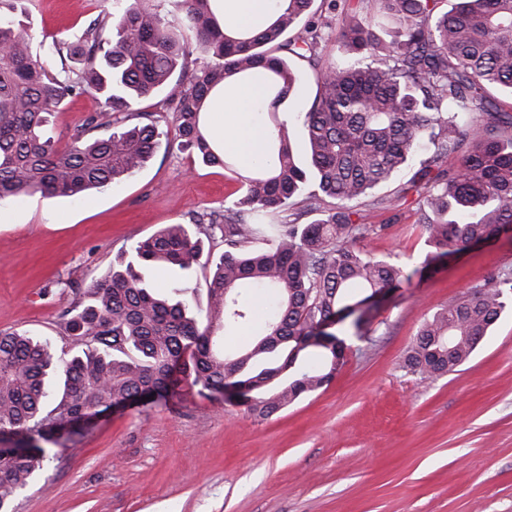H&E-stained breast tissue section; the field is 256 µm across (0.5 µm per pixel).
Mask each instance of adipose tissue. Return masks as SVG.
<instances>
[{
  "mask_svg": "<svg viewBox=\"0 0 512 512\" xmlns=\"http://www.w3.org/2000/svg\"><path fill=\"white\" fill-rule=\"evenodd\" d=\"M268 14V0H221L218 17L222 24L236 28L260 26ZM262 99L258 83L244 82L218 86L206 102L205 110L215 118V130L224 149L238 155L242 162L254 158L266 132L251 114Z\"/></svg>",
  "mask_w": 512,
  "mask_h": 512,
  "instance_id": "ef3b65f1",
  "label": "adipose tissue"
}]
</instances>
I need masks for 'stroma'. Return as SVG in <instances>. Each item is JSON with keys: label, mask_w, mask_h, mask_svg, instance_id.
Wrapping results in <instances>:
<instances>
[{"label": "stroma", "mask_w": 512, "mask_h": 512, "mask_svg": "<svg viewBox=\"0 0 512 512\" xmlns=\"http://www.w3.org/2000/svg\"><path fill=\"white\" fill-rule=\"evenodd\" d=\"M33 47L74 40L112 0H26ZM339 61L322 41L316 66L297 62L291 131L316 92L318 72ZM95 93L65 96L49 133L69 137L101 112ZM413 157L362 199L377 234L361 250L420 265L427 233L416 195L395 211L376 207L419 168ZM240 194L235 171L159 146L135 175L78 199L33 195L0 204V329L61 334L72 291L107 276L122 250L165 224H188ZM512 269V236L437 262L389 293L371 317L370 340L351 339L333 380L267 418L184 383L166 404L100 417L61 440L20 490L17 512H512V310L472 359L436 379L405 363L422 323L491 274Z\"/></svg>", "instance_id": "1"}]
</instances>
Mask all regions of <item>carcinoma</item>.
<instances>
[{
    "label": "carcinoma",
    "instance_id": "1",
    "mask_svg": "<svg viewBox=\"0 0 512 512\" xmlns=\"http://www.w3.org/2000/svg\"><path fill=\"white\" fill-rule=\"evenodd\" d=\"M20 0H0V202L35 193L77 198L107 191L133 176L174 127L178 146L206 166L237 161L206 129L205 101L222 82L265 87L262 158L238 173L241 195L224 207V223L165 224L120 255L112 273L74 297L61 313L70 343L0 330V512H16V495L43 473L49 449L77 434L89 415L130 401L176 398L182 384L210 393L233 388L247 411L268 418L330 382L343 366L347 340L319 333L326 321L351 319L364 336L361 305L433 271L436 260L489 244L512 230V0H377L374 24L336 28L341 62L317 76L297 147L286 123L298 74L296 57L313 63L329 28L314 0H274L258 29H223L217 0H131L92 20L71 42L53 41L49 69L32 50L15 13ZM394 15L410 24L392 39L375 27ZM202 49L206 62L189 72ZM95 91L104 97L108 135L91 115L62 144L45 136L61 99ZM171 116L138 105L157 94ZM427 142L432 154L408 187L379 202L393 210L413 191L427 232V253L408 271L363 253L356 242L375 232L355 207ZM451 162H446L448 157ZM290 205L321 213L308 224H266ZM224 252L204 253L215 231ZM270 247L253 248L261 237ZM210 270L208 302L194 309L145 284L143 272L190 278ZM261 289L275 309L251 348L228 355L214 334L250 321L248 291ZM512 299V272L427 319L407 354L426 378L455 371L474 355ZM322 337V363L301 353Z\"/></svg>",
    "mask_w": 512,
    "mask_h": 512
}]
</instances>
